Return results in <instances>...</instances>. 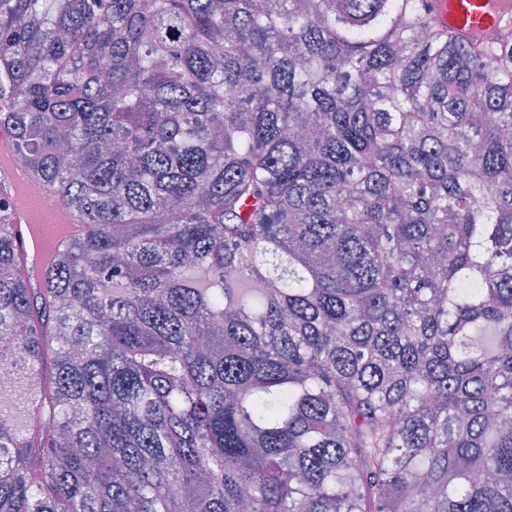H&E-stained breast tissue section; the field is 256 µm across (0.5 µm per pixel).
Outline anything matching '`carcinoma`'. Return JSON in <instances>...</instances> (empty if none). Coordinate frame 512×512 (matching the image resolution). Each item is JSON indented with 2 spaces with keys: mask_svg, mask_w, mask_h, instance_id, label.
<instances>
[{
  "mask_svg": "<svg viewBox=\"0 0 512 512\" xmlns=\"http://www.w3.org/2000/svg\"><path fill=\"white\" fill-rule=\"evenodd\" d=\"M0 512H512V21L0 0ZM12 148L11 133L6 126H2L0 128V196L10 197L12 204L9 209L0 212V217L3 212L5 224H10V232L28 259L33 284L39 285L52 245L60 237L74 234L77 226L73 224L70 215L58 208L57 204L56 207L47 208L43 203V197L48 198L41 193L31 198L27 205L15 204L16 200H23L19 197V192L30 181L27 173L13 161ZM65 222H67V231L58 237L61 224Z\"/></svg>",
  "mask_w": 512,
  "mask_h": 512,
  "instance_id": "obj_1",
  "label": "carcinoma"
}]
</instances>
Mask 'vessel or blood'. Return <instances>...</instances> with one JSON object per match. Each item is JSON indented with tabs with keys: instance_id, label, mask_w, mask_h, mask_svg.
<instances>
[{
	"instance_id": "obj_1",
	"label": "vessel or blood",
	"mask_w": 512,
	"mask_h": 512,
	"mask_svg": "<svg viewBox=\"0 0 512 512\" xmlns=\"http://www.w3.org/2000/svg\"><path fill=\"white\" fill-rule=\"evenodd\" d=\"M441 22L469 40L484 39L494 25L512 19V0H428ZM13 139L8 128H0V196L10 198L5 221L23 249L33 283H40L49 251L60 229L75 233L76 224L67 223L59 208L46 207L42 196H35L26 205H18L19 193L29 180L27 173L12 159Z\"/></svg>"
}]
</instances>
